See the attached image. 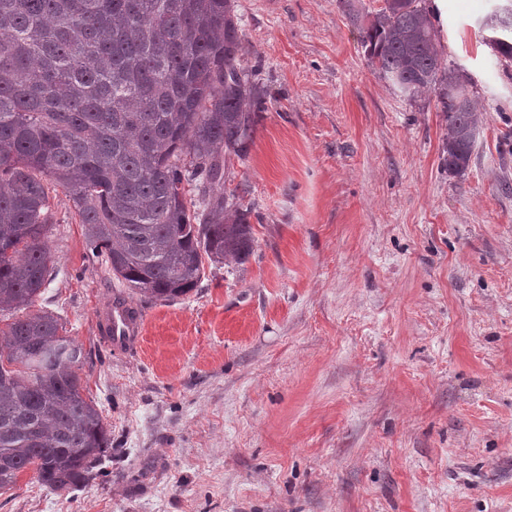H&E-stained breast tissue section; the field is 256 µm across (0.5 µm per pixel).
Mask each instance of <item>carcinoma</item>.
Returning <instances> with one entry per match:
<instances>
[{"mask_svg":"<svg viewBox=\"0 0 512 512\" xmlns=\"http://www.w3.org/2000/svg\"><path fill=\"white\" fill-rule=\"evenodd\" d=\"M234 2L0 0V316H12L0 328V489L32 467L69 494L112 447L74 371L82 346L54 315L29 312L50 280L51 191L69 196L93 254L124 286L116 304L172 301L205 262L240 266L254 252L250 208L218 191L265 99L240 64ZM485 26L512 59V9ZM362 33L401 94L440 86L443 162L465 175L481 118L436 49L423 0H384Z\"/></svg>","mask_w":512,"mask_h":512,"instance_id":"obj_1","label":"carcinoma"}]
</instances>
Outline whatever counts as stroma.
<instances>
[{
  "label": "stroma",
  "mask_w": 512,
  "mask_h": 512,
  "mask_svg": "<svg viewBox=\"0 0 512 512\" xmlns=\"http://www.w3.org/2000/svg\"><path fill=\"white\" fill-rule=\"evenodd\" d=\"M448 0L436 46L484 121L442 165L438 89L409 100L352 11L384 0H236L240 63L266 103L224 191L254 253L211 265L118 351L95 313L119 285L64 191L33 311L87 354L112 457L72 494L33 471L0 512H512V61Z\"/></svg>",
  "instance_id": "obj_1"
}]
</instances>
